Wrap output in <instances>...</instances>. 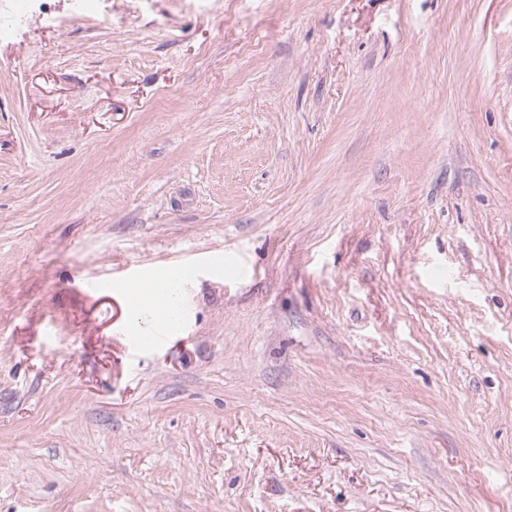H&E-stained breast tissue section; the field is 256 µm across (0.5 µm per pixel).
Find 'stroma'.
Masks as SVG:
<instances>
[{
    "mask_svg": "<svg viewBox=\"0 0 512 512\" xmlns=\"http://www.w3.org/2000/svg\"><path fill=\"white\" fill-rule=\"evenodd\" d=\"M73 13L0 38V512H512V0ZM139 292L138 301L132 309V315L135 318H140L139 321L148 323L151 319L164 316L166 318L167 304H161L154 293V285L142 284ZM170 330L176 333L178 327L173 325L170 320L166 318Z\"/></svg>",
    "mask_w": 512,
    "mask_h": 512,
    "instance_id": "35a3bbf8",
    "label": "stroma"
}]
</instances>
